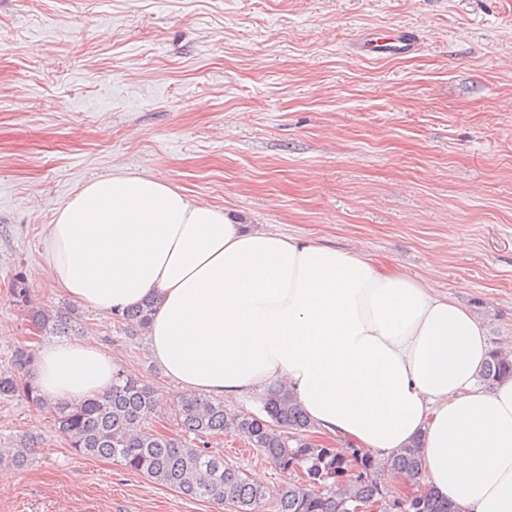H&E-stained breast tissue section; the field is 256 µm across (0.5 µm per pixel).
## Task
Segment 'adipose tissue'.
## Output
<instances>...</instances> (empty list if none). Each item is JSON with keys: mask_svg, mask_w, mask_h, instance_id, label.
Here are the masks:
<instances>
[{"mask_svg": "<svg viewBox=\"0 0 512 512\" xmlns=\"http://www.w3.org/2000/svg\"><path fill=\"white\" fill-rule=\"evenodd\" d=\"M43 271L103 314L152 300L149 349L185 394L241 401L276 381L319 435L387 458L422 443L426 487L463 512H512V378L478 387L484 330L432 280L247 228L149 173L84 183L55 212ZM111 354L80 339L42 345L43 398L106 394Z\"/></svg>", "mask_w": 512, "mask_h": 512, "instance_id": "ef3b65f1", "label": "adipose tissue"}]
</instances>
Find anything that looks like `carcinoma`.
Segmentation results:
<instances>
[{
    "label": "carcinoma",
    "instance_id": "cac0c4a2",
    "mask_svg": "<svg viewBox=\"0 0 512 512\" xmlns=\"http://www.w3.org/2000/svg\"><path fill=\"white\" fill-rule=\"evenodd\" d=\"M13 302L27 311L33 325L49 335H61L67 319L59 312L33 303L28 290L16 281ZM153 306L141 304L119 314V319L144 328ZM35 358L32 346L14 347L15 373L0 376V398L23 397L48 410L55 417L69 447L87 457L104 458L127 471L173 489L188 499L228 502L235 512H261L273 501V512H346L345 501L373 503L389 497L381 472L418 475L420 445L414 443L379 465L366 452H353L346 461L336 450L315 443L314 424L286 387L277 384L264 394L262 413L232 414L224 402L205 395L182 398L175 409L182 433L172 436L146 426L145 420L156 406L155 393L119 369L112 390L104 398L78 405L43 401L30 384ZM484 381L494 385L512 377V358L494 351L482 371ZM225 433L245 438L282 472L295 477L292 487L271 497L220 456L206 451L210 439ZM37 439L25 436L13 448L0 451L17 466L28 464ZM397 512H460L453 502L428 492L402 503Z\"/></svg>",
    "mask_w": 512,
    "mask_h": 512
}]
</instances>
